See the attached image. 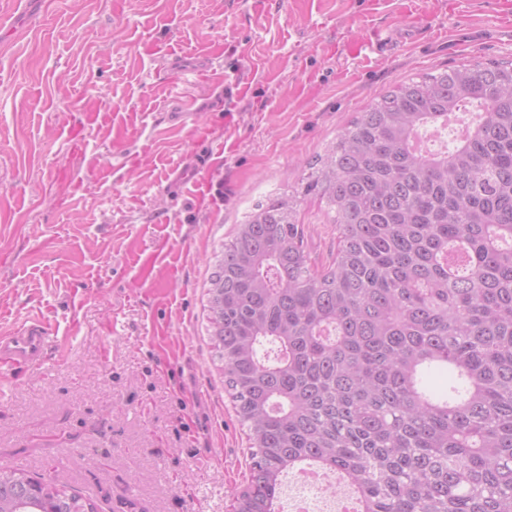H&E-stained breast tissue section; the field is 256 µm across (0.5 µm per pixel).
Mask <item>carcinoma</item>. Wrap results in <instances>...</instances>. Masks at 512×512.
Masks as SVG:
<instances>
[{"instance_id": "1", "label": "carcinoma", "mask_w": 512, "mask_h": 512, "mask_svg": "<svg viewBox=\"0 0 512 512\" xmlns=\"http://www.w3.org/2000/svg\"><path fill=\"white\" fill-rule=\"evenodd\" d=\"M474 109L437 151L418 140ZM298 192L253 212L209 278L208 335L248 430L235 512H278L286 471L338 475L360 512H512V62L379 94L311 164L333 213L313 270ZM432 366L457 383L423 386ZM8 512H97L53 480L0 471Z\"/></svg>"}]
</instances>
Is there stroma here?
<instances>
[{"mask_svg":"<svg viewBox=\"0 0 512 512\" xmlns=\"http://www.w3.org/2000/svg\"><path fill=\"white\" fill-rule=\"evenodd\" d=\"M498 8L0 0V336L53 333L43 367L0 373V468L61 475L98 512H231L251 458L207 331L225 242L297 189L327 267L337 231L303 192L309 162L405 79L512 61ZM207 151L215 172L187 168Z\"/></svg>","mask_w":512,"mask_h":512,"instance_id":"obj_1","label":"stroma"}]
</instances>
